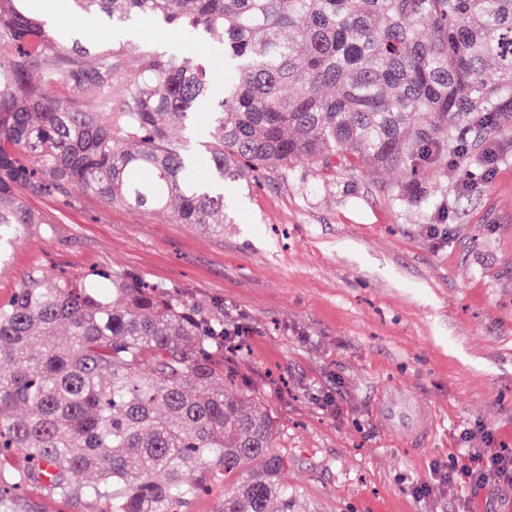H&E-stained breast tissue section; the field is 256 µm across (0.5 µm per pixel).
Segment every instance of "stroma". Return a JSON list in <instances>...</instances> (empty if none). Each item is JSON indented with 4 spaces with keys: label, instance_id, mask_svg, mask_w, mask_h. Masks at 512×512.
Returning <instances> with one entry per match:
<instances>
[{
    "label": "stroma",
    "instance_id": "stroma-1",
    "mask_svg": "<svg viewBox=\"0 0 512 512\" xmlns=\"http://www.w3.org/2000/svg\"><path fill=\"white\" fill-rule=\"evenodd\" d=\"M200 52L149 23L142 51ZM402 175L304 163L255 184L225 180L223 236L171 213L112 207L71 188L32 199L49 234L31 231L0 269V303L36 264L90 273L113 265L224 307L244 334L225 351L233 392L259 399L279 425L285 478L303 512H512V481L483 489L440 477L462 428L485 426L512 449V128L492 166ZM442 224L446 237L433 236ZM405 384L442 424L430 449L403 451L380 428L379 388ZM331 395L334 406L323 405ZM430 484L429 494H415Z\"/></svg>",
    "mask_w": 512,
    "mask_h": 512
}]
</instances>
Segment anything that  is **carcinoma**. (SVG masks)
I'll return each mask as SVG.
<instances>
[{
    "instance_id": "carcinoma-1",
    "label": "carcinoma",
    "mask_w": 512,
    "mask_h": 512,
    "mask_svg": "<svg viewBox=\"0 0 512 512\" xmlns=\"http://www.w3.org/2000/svg\"><path fill=\"white\" fill-rule=\"evenodd\" d=\"M26 2L0 0V265L49 223L30 197L75 186L222 236L226 178L339 160L401 170L415 201L421 165L488 162L512 126V0H66L209 48L145 53L115 112L129 43L63 50ZM224 385L223 312L108 266L32 268L0 305V512L28 487L77 512H187L216 471L236 477L219 512H295L275 417Z\"/></svg>"
}]
</instances>
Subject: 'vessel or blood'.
Instances as JSON below:
<instances>
[{"instance_id":"b4317fda","label":"vessel or blood","mask_w":512,"mask_h":512,"mask_svg":"<svg viewBox=\"0 0 512 512\" xmlns=\"http://www.w3.org/2000/svg\"><path fill=\"white\" fill-rule=\"evenodd\" d=\"M376 414L385 432L398 436L410 450L428 447L441 424L429 410L412 403L405 386L383 391L376 402Z\"/></svg>"}]
</instances>
